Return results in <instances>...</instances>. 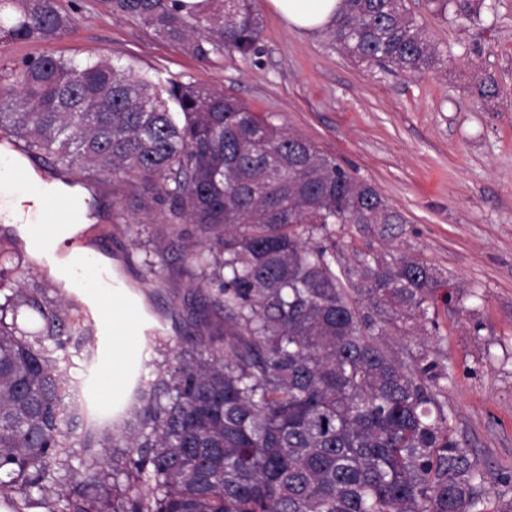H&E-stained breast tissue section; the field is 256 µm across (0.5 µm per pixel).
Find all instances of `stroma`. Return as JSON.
<instances>
[{
    "label": "stroma",
    "mask_w": 512,
    "mask_h": 512,
    "mask_svg": "<svg viewBox=\"0 0 512 512\" xmlns=\"http://www.w3.org/2000/svg\"><path fill=\"white\" fill-rule=\"evenodd\" d=\"M76 23L51 44L14 42L0 48V69L28 56L54 53L109 57L142 73L177 75L276 115L290 132L338 158L372 184L406 224L384 237L373 224L336 228L342 258L353 250H395L442 271L449 301L437 302V323L411 320L392 339L407 361L437 360L448 368L438 399L457 438L496 494L512 497V0H483L481 21L434 16L426 0H409L424 37L448 55L444 70L389 73L358 64L332 45L328 32L288 28L256 0L264 29L256 54L200 62L159 41L100 0H59ZM492 76L499 96H474ZM93 236L138 304L136 358L164 366L190 336H218L224 317L204 309L194 292L199 272L185 257L182 233L164 228L166 206L131 185L94 181ZM162 259L144 280L146 260ZM19 281L70 312L90 309L84 297L57 288L46 270L25 262Z\"/></svg>",
    "instance_id": "1"
}]
</instances>
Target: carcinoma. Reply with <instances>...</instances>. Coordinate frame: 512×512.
<instances>
[{
  "label": "carcinoma",
  "instance_id": "obj_1",
  "mask_svg": "<svg viewBox=\"0 0 512 512\" xmlns=\"http://www.w3.org/2000/svg\"><path fill=\"white\" fill-rule=\"evenodd\" d=\"M476 24L471 0H429ZM120 18L209 62L261 39L255 0H102ZM74 23L58 0H0V45L52 43ZM331 40L358 63L421 74L445 65L406 0H344ZM142 187L171 224L196 225L186 257L224 312L123 410L75 437L89 474L57 481L61 512H512L462 448L434 388L445 365L401 360L398 318L428 320L448 279L391 253L336 254V225L405 215L336 158L213 87L161 81L111 59L42 54L0 76V136ZM319 241L312 242L313 238ZM357 292L366 304L353 298ZM34 312L38 331L18 325ZM84 320L0 268V490L54 480L75 409L60 363ZM124 448V489L107 449Z\"/></svg>",
  "mask_w": 512,
  "mask_h": 512
}]
</instances>
